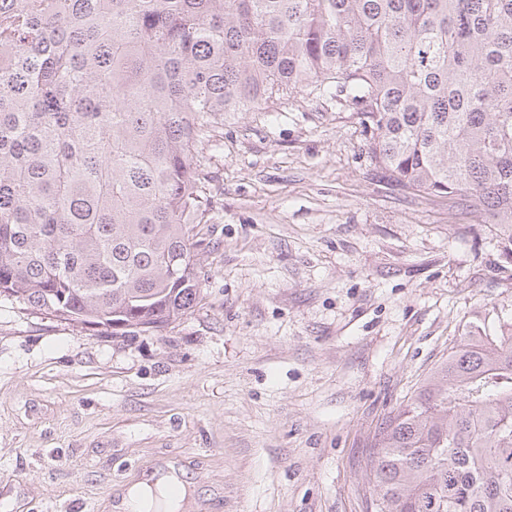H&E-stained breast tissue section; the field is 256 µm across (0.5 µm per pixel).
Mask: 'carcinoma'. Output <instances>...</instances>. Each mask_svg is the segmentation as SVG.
I'll return each mask as SVG.
<instances>
[{
  "mask_svg": "<svg viewBox=\"0 0 512 512\" xmlns=\"http://www.w3.org/2000/svg\"><path fill=\"white\" fill-rule=\"evenodd\" d=\"M293 94L512 256V0H0V296L114 336L187 315L211 118ZM365 479V512H512V323L384 418Z\"/></svg>",
  "mask_w": 512,
  "mask_h": 512,
  "instance_id": "1",
  "label": "carcinoma"
}]
</instances>
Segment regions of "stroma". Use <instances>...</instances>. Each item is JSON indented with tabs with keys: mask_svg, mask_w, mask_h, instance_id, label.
Segmentation results:
<instances>
[{
	"mask_svg": "<svg viewBox=\"0 0 512 512\" xmlns=\"http://www.w3.org/2000/svg\"><path fill=\"white\" fill-rule=\"evenodd\" d=\"M212 122L193 311L115 336L0 297V512H115L169 464L194 512H364L375 428L470 325L512 323L490 225L384 178L353 110Z\"/></svg>",
	"mask_w": 512,
	"mask_h": 512,
	"instance_id": "35a3bbf8",
	"label": "stroma"
}]
</instances>
